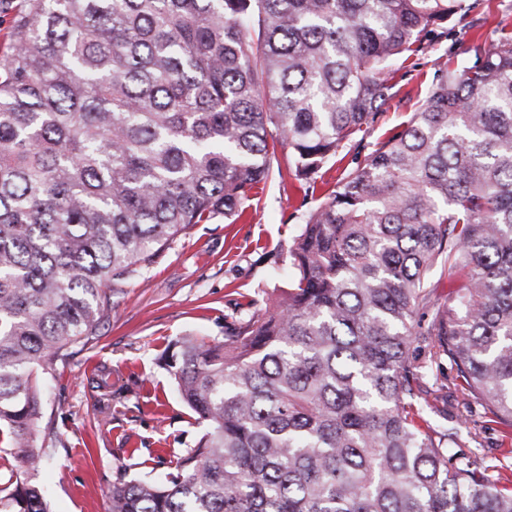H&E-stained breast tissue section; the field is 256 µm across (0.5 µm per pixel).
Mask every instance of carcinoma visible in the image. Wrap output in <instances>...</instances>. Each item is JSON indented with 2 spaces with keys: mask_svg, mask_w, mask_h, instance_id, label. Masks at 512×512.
Segmentation results:
<instances>
[{
  "mask_svg": "<svg viewBox=\"0 0 512 512\" xmlns=\"http://www.w3.org/2000/svg\"><path fill=\"white\" fill-rule=\"evenodd\" d=\"M466 0H0V444L31 448L35 365L93 339L112 293L260 185L359 145L393 62ZM450 57L288 249V287L161 357L204 429L110 512H512L421 383L512 429V32ZM460 281L431 307L434 278ZM431 320L423 324L427 311ZM0 512H49L0 466Z\"/></svg>",
  "mask_w": 512,
  "mask_h": 512,
  "instance_id": "carcinoma-1",
  "label": "carcinoma"
}]
</instances>
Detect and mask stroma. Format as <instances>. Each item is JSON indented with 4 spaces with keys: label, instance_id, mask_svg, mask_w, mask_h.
<instances>
[{
    "label": "stroma",
    "instance_id": "stroma-1",
    "mask_svg": "<svg viewBox=\"0 0 512 512\" xmlns=\"http://www.w3.org/2000/svg\"><path fill=\"white\" fill-rule=\"evenodd\" d=\"M466 12L448 22L446 37L426 43L417 56L397 61L389 75L394 96L382 108L363 146L372 150L386 132L406 124L423 102L440 63L475 42L493 45L501 28L512 31V0H468ZM354 148L345 145L316 181L288 178L268 182L260 203L236 222L216 218L179 235L149 268L112 297L95 340L74 346L70 356L37 366L43 417L33 449L5 448L19 477L23 460L40 458L38 481L47 489L50 512H109L113 485L144 475L163 478L173 453L193 447L203 429L173 390L158 359L181 337L223 340L224 329L253 310L262 289L285 285L288 268L279 261L298 235L305 216L335 190L343 169L352 168ZM451 364L425 380L436 408L433 422L452 418L462 432L460 452L483 466H512L501 428L482 405L462 399Z\"/></svg>",
    "mask_w": 512,
    "mask_h": 512
}]
</instances>
